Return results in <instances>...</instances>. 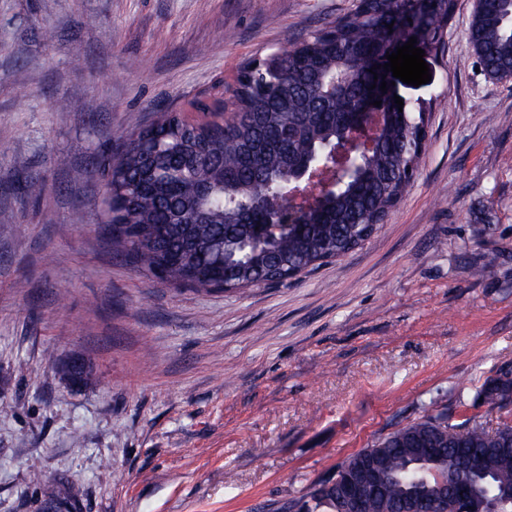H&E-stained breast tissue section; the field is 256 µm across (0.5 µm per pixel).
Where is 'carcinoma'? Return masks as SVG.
<instances>
[{
	"label": "carcinoma",
	"instance_id": "cac0c4a2",
	"mask_svg": "<svg viewBox=\"0 0 512 512\" xmlns=\"http://www.w3.org/2000/svg\"><path fill=\"white\" fill-rule=\"evenodd\" d=\"M431 2L423 34L436 45L457 0ZM413 8L410 0H358L353 13L282 51L273 65L262 59L244 66L231 119L198 126L163 117L124 137L116 151L102 153L98 171L107 177L109 228L128 261L162 282L241 290L288 280L342 257L384 223L414 176L426 138L423 109L400 111L393 102L354 177L335 176V191L266 248L246 246L262 220L255 213L258 204L288 193L284 171L327 145L341 144L351 113L380 73L370 68L382 64L389 40L401 33ZM468 41L473 63L485 76L512 80V0H475ZM335 76L344 81L329 94ZM205 187L216 192L207 198L201 193ZM475 400L491 409L508 407L512 381L486 380ZM455 417L446 408L425 415L336 465L358 483L369 461L385 470L387 485L363 512H401L403 495L426 490L419 469L444 473L470 457L484 461L479 472H461L477 503L489 494L512 497V422L490 429L475 416L459 422ZM34 481L44 512H59V486ZM321 483V477L311 482L281 512L290 506L297 512H341L332 490L316 492Z\"/></svg>",
	"mask_w": 512,
	"mask_h": 512
}]
</instances>
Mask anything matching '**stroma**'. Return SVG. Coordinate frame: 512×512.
<instances>
[{
	"label": "stroma",
	"mask_w": 512,
	"mask_h": 512,
	"mask_svg": "<svg viewBox=\"0 0 512 512\" xmlns=\"http://www.w3.org/2000/svg\"><path fill=\"white\" fill-rule=\"evenodd\" d=\"M354 5L0 0V512H42L38 477L76 512H278L512 370V81L458 64L473 0L426 48L431 81L394 85L427 138L363 245L231 293L161 283L112 245L105 146L231 100L248 62Z\"/></svg>",
	"instance_id": "obj_1"
}]
</instances>
